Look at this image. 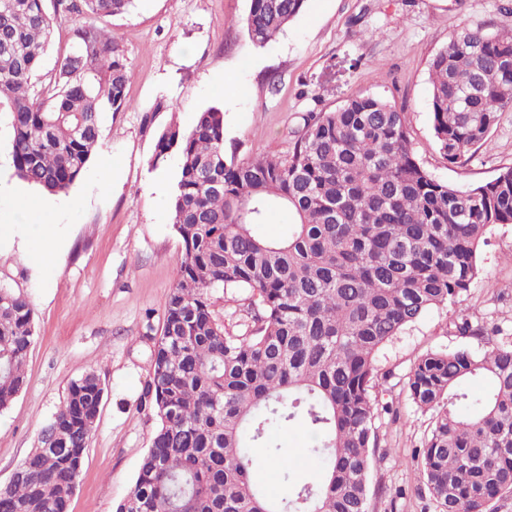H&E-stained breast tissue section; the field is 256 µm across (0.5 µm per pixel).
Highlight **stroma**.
I'll list each match as a JSON object with an SVG mask.
<instances>
[{
  "mask_svg": "<svg viewBox=\"0 0 512 512\" xmlns=\"http://www.w3.org/2000/svg\"><path fill=\"white\" fill-rule=\"evenodd\" d=\"M507 7L512 0H308L276 40L258 48L242 25L249 0H134L127 12L97 21L132 70V107L102 113L98 150L82 178L58 195L17 177L12 115L0 106V182L14 190L0 195V212L13 210L17 193L34 205L21 238L0 247V287L29 301L36 331L25 385L0 411V486L39 447L70 382L92 370L105 395L69 512H114L134 487L156 425L141 395L182 248L167 207L178 161L150 166L161 129L191 128L199 112L216 107L226 153L276 154L287 150L304 113L336 110L364 91L403 107L416 158L433 175L454 186L486 183L512 164V109L461 162H448L430 119L429 61L459 27L501 22ZM161 98L168 111H154ZM47 233L48 266L23 248ZM480 259L483 281L384 347L380 372L400 376L427 352L463 345L454 333L460 314L512 328V224L490 228ZM383 399L399 412L383 418L369 512H438L413 458L427 417L401 387Z\"/></svg>",
  "mask_w": 512,
  "mask_h": 512,
  "instance_id": "obj_1",
  "label": "stroma"
}]
</instances>
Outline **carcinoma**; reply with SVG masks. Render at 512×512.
I'll list each match as a JSON object with an SVG mask.
<instances>
[{"instance_id": "carcinoma-1", "label": "carcinoma", "mask_w": 512, "mask_h": 512, "mask_svg": "<svg viewBox=\"0 0 512 512\" xmlns=\"http://www.w3.org/2000/svg\"><path fill=\"white\" fill-rule=\"evenodd\" d=\"M133 0H56L55 15L97 19ZM308 0H249L244 18L257 47L271 42ZM493 30L464 26L429 61L430 116L451 163L512 109V10ZM54 22L45 0H0V104L12 114L17 176L56 195L82 176L99 146V114L130 107L129 64L93 25L34 81ZM178 157L171 200L182 242L152 372L140 406L157 421L131 493L115 512H369V474L379 459L377 421L393 373L380 350L427 312L481 277L479 245L512 224V165L481 185L457 187L424 169L404 109L369 93L305 115L279 154L224 152V113L210 107L184 131L156 136L151 166ZM275 208L290 210L288 235L256 234ZM218 288H244L252 324L240 334L215 309ZM456 335L484 344L417 358L402 390L429 424L415 450L420 479L440 512H491L512 495V334L461 315ZM35 340L30 303L0 287V410L24 386ZM489 388L469 397L467 383ZM99 377L73 380L54 420L61 438L39 446L0 489V512H68L98 407ZM294 422L319 465L307 481L274 432ZM280 464L288 494L254 482L253 449Z\"/></svg>"}]
</instances>
